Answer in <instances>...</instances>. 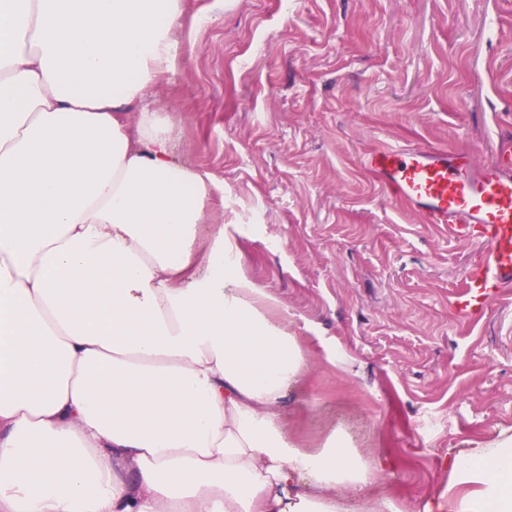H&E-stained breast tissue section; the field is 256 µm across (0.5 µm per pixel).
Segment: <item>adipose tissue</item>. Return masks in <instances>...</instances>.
Wrapping results in <instances>:
<instances>
[{"label":"adipose tissue","instance_id":"obj_1","mask_svg":"<svg viewBox=\"0 0 512 512\" xmlns=\"http://www.w3.org/2000/svg\"><path fill=\"white\" fill-rule=\"evenodd\" d=\"M183 0H0V512H349L384 472L292 439L305 339L150 100ZM427 512H512V436Z\"/></svg>","mask_w":512,"mask_h":512}]
</instances>
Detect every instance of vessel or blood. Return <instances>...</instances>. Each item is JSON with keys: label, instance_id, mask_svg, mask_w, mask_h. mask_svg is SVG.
Segmentation results:
<instances>
[{"label": "vessel or blood", "instance_id": "vessel-or-blood-1", "mask_svg": "<svg viewBox=\"0 0 512 512\" xmlns=\"http://www.w3.org/2000/svg\"><path fill=\"white\" fill-rule=\"evenodd\" d=\"M365 165L402 204L431 223L485 243L481 261L455 295L458 315L481 316L512 287V144L503 143L481 168L470 154L425 146H385L368 153Z\"/></svg>", "mask_w": 512, "mask_h": 512}]
</instances>
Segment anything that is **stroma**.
<instances>
[{
    "instance_id": "stroma-1",
    "label": "stroma",
    "mask_w": 512,
    "mask_h": 512,
    "mask_svg": "<svg viewBox=\"0 0 512 512\" xmlns=\"http://www.w3.org/2000/svg\"><path fill=\"white\" fill-rule=\"evenodd\" d=\"M180 63L152 93L213 208L306 338L283 407L314 448L337 427L385 476L339 487L425 512L460 450L512 435V288L480 318L452 297L485 249L404 208L364 165L381 145L490 163L512 132V0H188Z\"/></svg>"
}]
</instances>
